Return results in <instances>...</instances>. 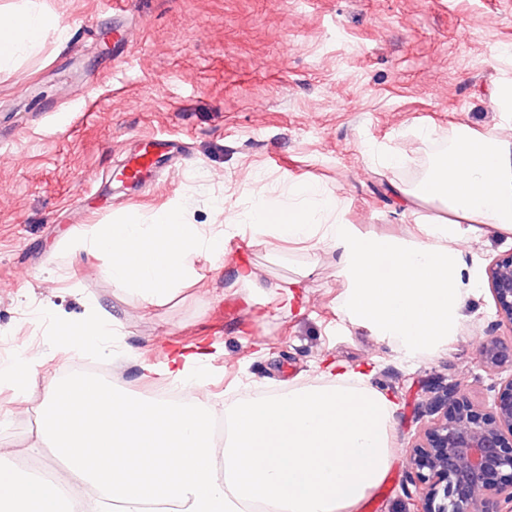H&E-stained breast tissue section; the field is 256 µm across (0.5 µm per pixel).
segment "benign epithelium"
<instances>
[{
	"mask_svg": "<svg viewBox=\"0 0 512 512\" xmlns=\"http://www.w3.org/2000/svg\"><path fill=\"white\" fill-rule=\"evenodd\" d=\"M486 276L498 325L512 330V254ZM480 356L494 367L512 363V347L492 337ZM428 405L437 417L411 451L415 512H512V375L497 383L488 414L459 383L435 389Z\"/></svg>",
	"mask_w": 512,
	"mask_h": 512,
	"instance_id": "benign-epithelium-1",
	"label": "benign epithelium"
}]
</instances>
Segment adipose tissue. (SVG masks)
Masks as SVG:
<instances>
[{
  "label": "adipose tissue",
  "instance_id": "adipose-tissue-1",
  "mask_svg": "<svg viewBox=\"0 0 512 512\" xmlns=\"http://www.w3.org/2000/svg\"><path fill=\"white\" fill-rule=\"evenodd\" d=\"M59 28L35 0L0 9V69L36 52ZM400 199L408 209L438 203L445 220L421 224L401 242L363 235L340 197L312 182L291 183L288 201L257 190L248 217L266 237L332 252L343 275L341 309L355 326L415 361L456 339L467 298L477 286L459 241L489 227L512 236V136L478 134L462 124L448 148ZM221 223H187L180 205L102 225L84 245L107 254L113 283L151 305L187 272L186 259L224 256V236L238 214L215 204ZM111 320L87 311L70 338L73 357L108 353ZM206 350L174 351L163 365L143 364L146 377L180 382L187 400L138 403L150 429L133 426L124 393L95 378H51L41 403L46 434L71 477L122 512H143L144 489L166 490L177 512H359L394 459L393 405L364 370L325 362L314 380L284 393L239 398L224 406L227 436L216 446L208 428L213 407L197 391ZM92 512L91 503L62 504L43 483L0 466V512Z\"/></svg>",
  "mask_w": 512,
  "mask_h": 512
}]
</instances>
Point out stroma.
Returning <instances> with one entry per match:
<instances>
[{
	"label": "stroma",
	"instance_id": "obj_1",
	"mask_svg": "<svg viewBox=\"0 0 512 512\" xmlns=\"http://www.w3.org/2000/svg\"><path fill=\"white\" fill-rule=\"evenodd\" d=\"M61 34L0 71V341L45 363L19 402L0 384V464L37 458L42 380L63 377L68 347L60 326L88 309L112 319L126 352L112 383L130 399L150 398L158 382L141 362L173 350L210 349L207 387L214 405L248 387L271 392L313 379L324 360L372 368V385L395 404L393 465L377 512H414L410 450L431 417L434 385L460 382L490 412L499 379L479 346L496 328L488 287L464 307L448 349L409 363L392 345L352 326L339 309L342 277L334 254L306 244L257 243L250 224L224 240V264L193 254L191 278L160 303L145 305L116 288L106 259L83 249L95 225L127 212L182 204L191 224L214 221L213 206L245 212L254 186L287 195L314 182L340 196L364 234L408 237L417 216L394 188L429 157L433 130L443 140L465 123L496 132L502 119L491 90L512 80V0H39ZM120 26L124 38L100 32ZM183 140L190 160L175 174H146L125 191L111 173L146 137ZM396 151L411 166L380 177L368 146ZM477 270L512 253V240L485 229L460 244ZM251 260L262 282L303 274V310L279 311L264 293L237 284L235 263Z\"/></svg>",
	"mask_w": 512,
	"mask_h": 512
}]
</instances>
